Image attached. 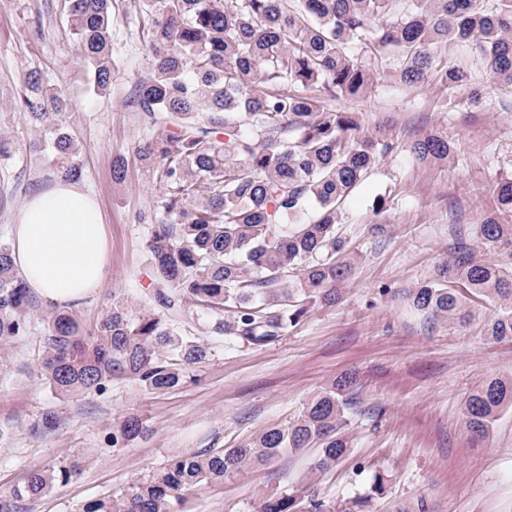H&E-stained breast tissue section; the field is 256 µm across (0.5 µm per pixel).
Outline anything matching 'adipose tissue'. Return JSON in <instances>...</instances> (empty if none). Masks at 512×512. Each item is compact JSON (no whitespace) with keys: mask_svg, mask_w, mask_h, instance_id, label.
<instances>
[{"mask_svg":"<svg viewBox=\"0 0 512 512\" xmlns=\"http://www.w3.org/2000/svg\"><path fill=\"white\" fill-rule=\"evenodd\" d=\"M15 269L53 305L82 306L110 274V242L98 201L58 182L32 194L11 228Z\"/></svg>","mask_w":512,"mask_h":512,"instance_id":"1","label":"adipose tissue"}]
</instances>
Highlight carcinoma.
<instances>
[{
    "label": "carcinoma",
    "mask_w": 512,
    "mask_h": 512,
    "mask_svg": "<svg viewBox=\"0 0 512 512\" xmlns=\"http://www.w3.org/2000/svg\"><path fill=\"white\" fill-rule=\"evenodd\" d=\"M140 0L139 23L150 62L136 85L149 132L137 155L161 188L148 250L158 278V309L132 313L112 297L83 332L72 315H44L48 334L40 364L44 384L68 398L104 395L116 379L149 393L181 385L211 355L182 334L165 312L194 309L209 332L263 347L297 325L309 303L335 304L349 280L352 252L337 225L354 189L399 148L390 125L363 129L356 112L333 102L369 94L380 73L369 60L393 48L388 76L406 86L434 82L465 88L482 103L469 71L441 56L450 43L469 45L494 82L512 89V0ZM112 0H70L69 31L82 47L94 90L112 80ZM26 119L41 127L63 181L78 182V147L59 116L67 101L34 74L19 98ZM420 162L445 165L454 142L433 130L407 147ZM512 257V180L501 182L479 225L477 247L457 245L432 277L410 294L413 308L448 327L472 319L489 299L497 313L484 326L493 340L512 339V270L478 250ZM32 300L0 242V345L25 335ZM356 377L348 373L314 394L293 420L264 428L219 451L177 455L117 493L79 512H176L204 483L222 482L305 448L311 470L324 472L350 451L344 408ZM512 407V377L492 378L465 401L463 421L485 437ZM144 431L132 414L112 426L108 446L129 447ZM75 455L0 491V512L55 492L82 471ZM258 512H331L308 484L268 490Z\"/></svg>",
    "instance_id": "carcinoma-1"
}]
</instances>
